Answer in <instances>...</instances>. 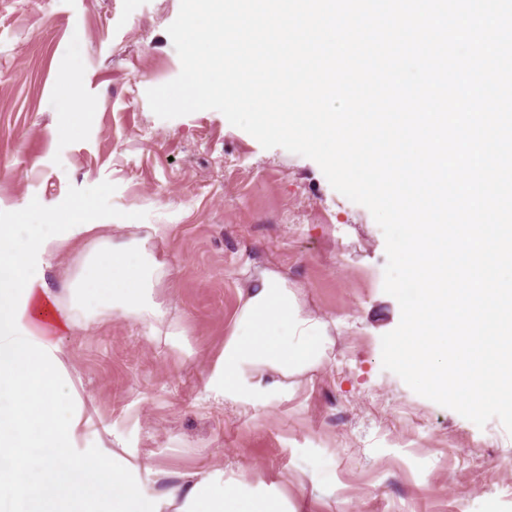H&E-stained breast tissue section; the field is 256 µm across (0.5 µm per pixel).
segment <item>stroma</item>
I'll return each mask as SVG.
<instances>
[{"instance_id": "obj_1", "label": "stroma", "mask_w": 512, "mask_h": 512, "mask_svg": "<svg viewBox=\"0 0 512 512\" xmlns=\"http://www.w3.org/2000/svg\"><path fill=\"white\" fill-rule=\"evenodd\" d=\"M180 0H0V224L85 208L98 224H159L157 294L193 349L104 312L58 335L95 414L81 443L120 439L171 471L220 466L288 512H512V433L477 426L382 366L401 317L385 293L370 211L312 159L263 148L216 110L157 117L146 92L176 78ZM82 38L84 117L60 111ZM79 121L78 135L60 130ZM270 264L335 320L326 365L284 402L242 412L208 398L244 271Z\"/></svg>"}]
</instances>
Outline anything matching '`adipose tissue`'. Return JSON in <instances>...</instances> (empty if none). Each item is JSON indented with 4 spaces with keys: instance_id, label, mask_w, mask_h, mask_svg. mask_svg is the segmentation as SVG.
Wrapping results in <instances>:
<instances>
[{
    "instance_id": "ef3b65f1",
    "label": "adipose tissue",
    "mask_w": 512,
    "mask_h": 512,
    "mask_svg": "<svg viewBox=\"0 0 512 512\" xmlns=\"http://www.w3.org/2000/svg\"><path fill=\"white\" fill-rule=\"evenodd\" d=\"M160 230L126 224L113 235L78 211L51 224H0V512H288L279 497L245 495L220 467L173 474L147 452L78 445L90 410L62 349L30 328L47 318L59 332L109 310L187 349L155 298L167 275L153 244ZM87 242L91 251L68 278L69 304L55 307L54 291L33 269ZM331 326L307 310L286 274L257 267L240 290L233 328L205 387L243 409L286 400L298 379L327 363Z\"/></svg>"
}]
</instances>
